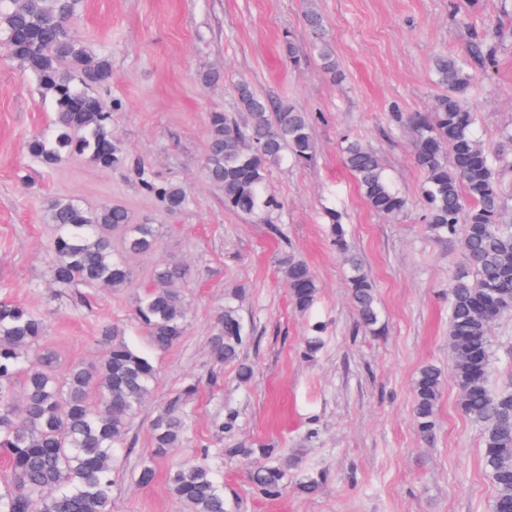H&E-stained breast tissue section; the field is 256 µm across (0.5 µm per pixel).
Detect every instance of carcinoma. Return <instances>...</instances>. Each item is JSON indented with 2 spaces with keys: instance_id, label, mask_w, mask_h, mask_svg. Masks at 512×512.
<instances>
[{
  "instance_id": "carcinoma-1",
  "label": "carcinoma",
  "mask_w": 512,
  "mask_h": 512,
  "mask_svg": "<svg viewBox=\"0 0 512 512\" xmlns=\"http://www.w3.org/2000/svg\"><path fill=\"white\" fill-rule=\"evenodd\" d=\"M79 0H14L0 10V34L9 57L38 82L50 98L53 120L47 133L33 135L28 152L53 167L71 156H83L102 170L122 163L112 132V113L89 92L112 79L106 57L90 55L83 42L68 31ZM311 47L326 73L342 80L324 22L314 10L306 14ZM495 46L475 38L462 54L434 60L437 83L446 89L430 110L407 117L395 115L411 131L414 162L424 175L422 189L428 232L437 240L460 236V265L448 283V345L452 375L459 391L460 411L480 427L482 463L495 496L491 512H512V383L492 390L494 359L492 325L512 315V222L505 220L508 199L489 149L474 135L475 111L467 105L475 71L492 60ZM248 113L240 125L223 112L209 117L206 174L224 191V208L256 215L276 205L267 190L269 169L287 158L312 159L313 118L291 105L274 104L250 86H237ZM343 160L368 207L395 217L408 201L393 186L378 155L358 139L345 138ZM145 189L166 202L171 211L187 200L184 189L143 181ZM331 241L345 255L350 295L360 325L369 333L383 331L373 282L361 259L347 249L338 214L328 212ZM55 225L53 277L62 287L131 284L129 264L112 251V234L120 233L125 250L152 249L160 225L133 224L120 205L88 210L57 199L47 207ZM291 302L309 311L319 284L303 260H280ZM185 276L177 263L160 265L151 286L134 311L150 344L167 350L185 333L186 303L172 284ZM45 320L21 303L0 301V461L5 464L0 512H112V450L124 443L128 420L151 394L156 368L151 360L124 341L115 330L102 332L103 356L96 367L70 365L60 373L55 356L42 349ZM246 341L238 309L224 305L217 317L212 354L218 361L238 363L242 383L252 368L240 361ZM444 386L442 370L422 366L414 380L413 421L422 439L431 436ZM185 389L151 423L153 456L164 457L182 447L186 424L178 411ZM224 455L251 462L249 481L267 497L288 487L296 463L261 442L234 444ZM321 478L296 476L295 487L317 493ZM171 495L187 512H226L224 486L205 461L180 465L169 473Z\"/></svg>"
}]
</instances>
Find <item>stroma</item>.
I'll use <instances>...</instances> for the list:
<instances>
[{
  "label": "stroma",
  "instance_id": "stroma-1",
  "mask_svg": "<svg viewBox=\"0 0 512 512\" xmlns=\"http://www.w3.org/2000/svg\"><path fill=\"white\" fill-rule=\"evenodd\" d=\"M310 7L324 17L343 81L306 50ZM461 21L450 0H81L71 29L112 64L100 95L124 162L109 171L82 157L48 169L28 153L29 138L48 131L52 112L0 42V301L26 304L45 318L47 345L61 366L97 360L101 331L111 327L157 369L151 397L130 418L113 456L112 512H183L168 473L203 454L224 486L227 512H490L494 489L481 462L480 429L460 412L453 378L445 380L432 436L421 439L413 425L418 369L451 363L445 293L460 257L457 243L427 231L412 137L394 119L427 111L441 94L433 61L464 52ZM469 21L477 36L497 42L471 100L474 134L493 152L512 195V155H497L503 129H512V6L482 0ZM288 39L304 49L299 62L283 52ZM242 82L316 117L312 160L271 167L268 190L279 205L259 217L227 211L205 169L210 113L246 119L236 92ZM347 134L379 155L407 198L399 218L365 203L343 163ZM147 180L184 187L185 207L168 211L144 189ZM54 199L91 209L119 204L132 223L160 225L154 251L130 260L131 287L53 282L46 206ZM330 209L376 286L383 335L358 323L344 257L330 240ZM287 253L304 260L320 285L305 313L294 309L280 270ZM171 261L186 270L178 287L188 317L180 343L161 352L133 311L155 267ZM231 296L247 335L241 358L253 369L246 384L235 365L210 352L216 318ZM316 325L323 345L309 357L304 344ZM491 340L497 388L512 381V316L496 322ZM189 385L194 392L180 405L186 440L153 461L151 485H139L151 422ZM230 408L238 413L235 441H261L297 458L298 473L322 476L320 490L258 494L249 463L224 454L218 424Z\"/></svg>",
  "mask_w": 512,
  "mask_h": 512
}]
</instances>
